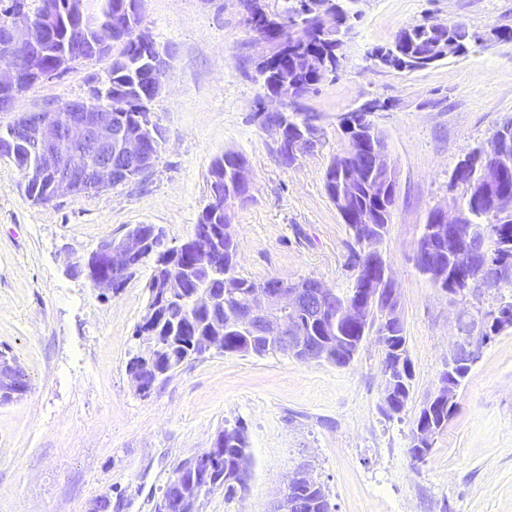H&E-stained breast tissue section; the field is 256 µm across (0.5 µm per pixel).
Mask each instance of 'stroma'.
Segmentation results:
<instances>
[{
  "label": "stroma",
  "instance_id": "obj_1",
  "mask_svg": "<svg viewBox=\"0 0 512 512\" xmlns=\"http://www.w3.org/2000/svg\"><path fill=\"white\" fill-rule=\"evenodd\" d=\"M357 8L340 69L300 101L319 114L321 141L293 166L277 163L274 138L255 118V60L265 45L240 0H145L146 32L175 57L148 105L163 141L141 180L43 206L0 157V349L29 382L21 399L0 405V512H96L103 499L107 512H158L173 466L238 424L249 442V490L216 491L199 512H270L301 466L332 512H512V329L483 347L425 460L409 453L415 417L460 340L458 318L478 320L512 300V288L446 295L414 262L429 212L458 204L448 183L459 160L512 119V40L411 73L376 68L368 57L426 16L480 33L512 29V0H359ZM108 69L105 60L83 62L33 86L0 112V126L89 97ZM366 99L382 104L372 119L398 180L382 249L414 374L405 412L390 419L379 409L383 348L372 337L346 367L213 354L184 363L150 396L137 394L127 362L151 270L141 266L104 295L79 259L134 224L162 227L172 245L190 238L211 162L237 152L254 183L252 201L233 217L238 274L313 277L346 290L354 242L324 174L347 146L341 115Z\"/></svg>",
  "mask_w": 512,
  "mask_h": 512
}]
</instances>
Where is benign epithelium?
I'll list each match as a JSON object with an SVG mask.
<instances>
[{"label": "benign epithelium", "instance_id": "7a95c632", "mask_svg": "<svg viewBox=\"0 0 512 512\" xmlns=\"http://www.w3.org/2000/svg\"><path fill=\"white\" fill-rule=\"evenodd\" d=\"M305 16L292 18L280 23L281 47L286 48L298 42V36L310 40L316 35V27L342 32L347 30V18L340 11L331 10L325 0H307ZM40 22L30 21L26 12L15 6L6 8L4 27L9 43L17 48L33 47L48 42L55 36L57 23L64 21L69 27V37L58 52L54 71L48 72L31 61L17 67L0 69V112L12 111L15 100L24 92L28 84L46 83L56 74L70 70L76 63L95 57V45L84 41L83 32L88 24V0H42ZM112 34L125 41L134 36L143 49L150 70L148 91L131 96L121 89L114 98L104 101L75 99L51 105L45 109L25 113L9 126L12 131L23 135L36 161L25 169L24 184L40 183L48 175L52 176L50 190L54 198L64 195H81L99 192L134 182L150 172L155 164V156L146 146L150 138L147 129L130 132L118 118V113L131 107L140 108L158 97L163 89V78L172 68L173 51L157 45L143 30V22L132 10L122 9L112 17ZM270 97L276 106L263 108V111L282 113L281 123L275 127L279 131L282 149L292 158L312 152L320 140V116L314 115L308 131H297L288 135V115L282 106L302 97L297 83L281 82ZM376 111L374 103L364 101L345 113L340 125L347 134L351 145L350 154L358 155L371 148L369 161L373 171L381 174L382 189H387L395 181V164L388 144L375 134L369 126L366 112ZM512 128L501 129L500 137L491 140L484 148L482 157L488 171L486 176L494 177L491 164L502 156ZM66 142L70 151L60 149ZM236 179L234 188L224 194L219 187H212L206 204L207 208H225L230 211L235 206L250 200L253 181L247 163L237 161L233 167ZM358 220L353 226L355 233L366 241L374 242L372 215L365 211L350 216ZM463 213L438 207L434 209L432 222L441 225V233L448 238L450 264L435 276V284L443 292L457 296L465 288L481 282L485 287L495 285L502 278L512 274V252L504 249L481 262V271H469L470 250L466 248L469 235L463 233ZM199 243L197 238H188L178 245H169L163 230L153 224H135L127 229L119 239L102 242L85 260L84 267L91 285L106 294L118 287L119 279L132 273L144 264L145 259L155 255L168 264L178 263L180 257ZM374 260L371 269L362 272L359 286L349 299H339V293L324 283L312 278L310 286L298 280L277 279L275 283L258 284L249 288L245 300L234 313V322L245 334L249 350L263 354L273 350L278 354L297 361L323 362L333 364L339 350L336 337L330 335L336 325L358 326L367 320L374 307H380L381 330L379 340L384 343L394 337L391 325L402 324L399 312L395 282L390 275L388 264L381 250L373 249ZM492 329L497 333L512 328V303L502 301L487 316ZM163 320L158 306H148L140 322L141 332L137 336L138 348L134 357L136 366L129 371L135 391L143 396L152 392L153 374L160 349L152 346L155 332ZM18 365L7 351L0 352V403L8 404L22 397L14 390V378ZM394 365H383V391L381 410L390 417L398 415L387 403L393 376ZM456 370L453 363L442 372L434 392L426 399L427 411L442 407L453 412L456 407L458 389L454 383ZM437 434V428L429 426L415 432L413 447L418 455H423ZM224 446V436H215L210 447L181 461L182 471L194 479V494L178 498L180 512H197L200 497L214 489L212 476L217 467L218 453ZM306 503L299 493L285 489L274 501L271 512H302Z\"/></svg>", "mask_w": 512, "mask_h": 512}]
</instances>
